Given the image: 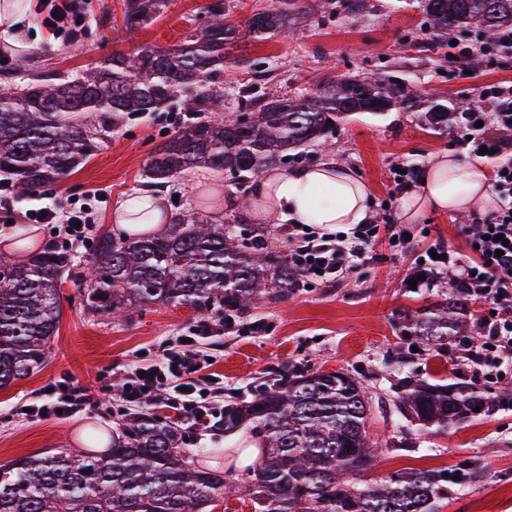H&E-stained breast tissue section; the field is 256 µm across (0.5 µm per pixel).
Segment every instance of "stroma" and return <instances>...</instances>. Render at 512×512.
<instances>
[{
	"mask_svg": "<svg viewBox=\"0 0 512 512\" xmlns=\"http://www.w3.org/2000/svg\"><path fill=\"white\" fill-rule=\"evenodd\" d=\"M211 0H170L150 26L126 30L123 0H83L88 21L82 42L64 43L31 7L22 21L23 41L12 47L0 40V74L14 84L28 81L31 59L49 68L82 75L113 53H133L145 46L168 48L185 39L204 21ZM273 0H226L229 22L240 25L237 41L226 48L224 81L216 94L225 112L246 109L247 90L270 96L305 97L333 76L383 77L404 83L421 95L446 99L448 109L463 112L476 84L512 86V57L473 68L471 74L450 67L435 49L425 15L405 0H363L356 13L339 0H316L315 14L289 37L253 38L242 25L255 10ZM190 114L187 94H178L163 111L124 116L100 150L59 185L48 189L59 211L88 204L95 212V231L112 229V211L127 196L143 190L145 169L166 135L182 127ZM456 127L430 129L423 109L394 108L381 114L356 113L337 121L323 142L294 151L289 168L327 161L354 170L366 183L377 235L366 260L334 284L297 288L288 298L258 303L237 316L234 332L225 334L213 372L224 377V398L248 400L261 392L267 378L283 369L342 368L366 381L375 418L371 439L378 453L371 477L405 469L447 470L455 482L439 512H512V370L493 382L474 377L465 358L471 335L449 341L444 351L415 336L411 320L419 310L455 294L447 275L425 263L429 248L443 243L468 254L473 212L426 210L404 220L402 200L392 197L390 170L398 163L433 164L442 153H461ZM204 183L188 186L175 177L161 187L163 210L203 213L235 224L239 239L261 236L271 250L286 243L274 223H260L251 205L254 175H232L205 169ZM9 201L15 221L0 230V250L12 251L18 230H25L30 250L60 245L45 225L27 217L33 203L0 180V202ZM401 215L398 224L388 216ZM408 242L398 246L396 233ZM60 288L62 314L41 370L0 389V464L64 448L84 452L88 430L111 439L121 421L110 414L109 390L119 388L136 351L158 349L186 332L200 312L187 306L151 305L119 318L85 310L80 279L91 248L72 246ZM70 375L93 400L92 406L68 419L28 421L14 417L13 406L61 375ZM445 379L475 383L495 399L488 411L448 429L421 428L398 407L410 384Z\"/></svg>",
	"mask_w": 512,
	"mask_h": 512,
	"instance_id": "obj_1",
	"label": "stroma"
}]
</instances>
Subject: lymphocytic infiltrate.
<instances>
[{
  "mask_svg": "<svg viewBox=\"0 0 512 512\" xmlns=\"http://www.w3.org/2000/svg\"><path fill=\"white\" fill-rule=\"evenodd\" d=\"M44 25L55 34L75 39L83 30L79 0H46ZM476 104L461 115L464 135L469 136L470 153L480 149H502L498 132L512 130V92L495 85L475 89ZM495 197L493 210L480 218L469 241V254L436 246L434 266L446 269L451 281L470 296L500 307V315L484 318L481 328L488 340L468 351L466 358L475 367H498L512 363V159L494 165L490 178ZM38 224H60L72 242H87L89 211L72 209L59 213L46 205L32 210ZM373 225H356L352 238L342 233L300 231L292 224L284 230L289 245L288 260L302 284L321 280L336 282L365 259L363 247ZM227 318H204L186 334L175 337L160 351L136 355L129 365L117 396L123 409L162 405L178 412L191 432L209 428L224 414L218 399L224 393L223 376L208 371L212 340L224 333ZM90 398L68 378L45 385L36 396L20 400L14 416L29 420L54 416L70 418L80 412Z\"/></svg>",
  "mask_w": 512,
  "mask_h": 512,
  "instance_id": "f902f5d3",
  "label": "lymphocytic infiltrate"
}]
</instances>
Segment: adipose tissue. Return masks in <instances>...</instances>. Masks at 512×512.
I'll use <instances>...</instances> for the list:
<instances>
[{
  "instance_id": "1",
  "label": "adipose tissue",
  "mask_w": 512,
  "mask_h": 512,
  "mask_svg": "<svg viewBox=\"0 0 512 512\" xmlns=\"http://www.w3.org/2000/svg\"><path fill=\"white\" fill-rule=\"evenodd\" d=\"M266 219L284 224H308L336 233L367 221L369 190L349 168L334 162L292 172L273 171L257 179L253 188ZM493 196L484 175L448 153L428 166L420 190L407 203L406 217L421 209L464 212L476 206L492 207ZM112 220L122 233L159 231L161 201L153 194H137L118 204Z\"/></svg>"
}]
</instances>
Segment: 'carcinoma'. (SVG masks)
Here are the masks:
<instances>
[{
  "label": "carcinoma",
  "instance_id": "carcinoma-1",
  "mask_svg": "<svg viewBox=\"0 0 512 512\" xmlns=\"http://www.w3.org/2000/svg\"><path fill=\"white\" fill-rule=\"evenodd\" d=\"M168 0H124L126 29L149 25ZM418 0L439 46L448 34L473 27L487 35L512 24V0ZM205 23L172 48L115 53L104 65L70 79L32 61L29 82L0 76V172L27 194L61 183L97 151L117 120L158 112L176 94L200 89L197 112H219L206 91L224 75V49L238 26L226 22L224 0L205 7ZM307 15L298 0H277L246 19L264 39L291 30ZM419 95L375 77L330 78L313 95L250 94L246 111L196 122L175 132L151 156L147 176L161 185L196 166L257 174L284 161L288 150L322 137L332 122L358 112L411 111ZM434 130L453 113L429 101ZM66 252L40 250L21 262L0 251V388L29 376L45 361L58 332L59 289ZM83 292L88 309L121 316L150 305L247 313L277 301L297 285L288 257L254 239L241 242L230 224L178 214L154 235L112 236L93 244ZM466 299L427 308L412 321L415 335L442 347L460 335ZM412 416L445 429L485 411L490 397L470 385L419 383L402 396ZM372 401L365 381L340 370L282 374L246 404L224 405V435L249 428L259 457L239 482L221 467L202 466L181 448L182 434L161 416L132 414L103 455L59 452L0 465V512H213L224 494L247 493L258 512H437L448 498L442 471L408 469L358 486L373 468L376 448L368 424Z\"/></svg>",
  "mask_w": 512,
  "mask_h": 512
}]
</instances>
